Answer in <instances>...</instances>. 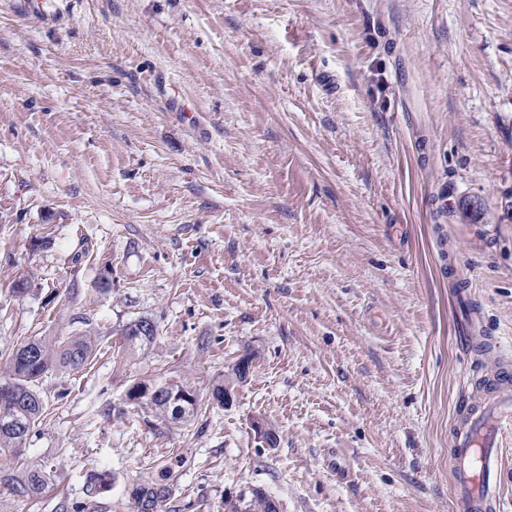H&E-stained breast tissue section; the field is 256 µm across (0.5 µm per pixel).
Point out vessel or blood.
Listing matches in <instances>:
<instances>
[{
	"instance_id": "1",
	"label": "vessel or blood",
	"mask_w": 512,
	"mask_h": 512,
	"mask_svg": "<svg viewBox=\"0 0 512 512\" xmlns=\"http://www.w3.org/2000/svg\"><path fill=\"white\" fill-rule=\"evenodd\" d=\"M511 429L512 372L503 368L451 435L456 512H506L503 488L512 483V465L500 436Z\"/></svg>"
}]
</instances>
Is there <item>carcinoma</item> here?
I'll use <instances>...</instances> for the list:
<instances>
[{
  "label": "carcinoma",
  "mask_w": 512,
  "mask_h": 512,
  "mask_svg": "<svg viewBox=\"0 0 512 512\" xmlns=\"http://www.w3.org/2000/svg\"><path fill=\"white\" fill-rule=\"evenodd\" d=\"M157 326L148 317H140L121 330L124 345L130 351H146L155 342L157 331L141 335L145 325ZM96 353L95 341L89 336H69L56 344L31 339L8 355L9 370L1 383L12 389L9 401L0 400V493L17 498H36L48 488L51 471L43 467L16 466L21 460L31 431L38 425L45 409L35 386L46 373L64 368L82 370ZM136 408L151 410L167 422H187L198 411V401L191 388L171 381L141 379L127 390ZM108 474L90 476L85 508L97 507L96 499L109 491ZM173 496V485L165 481H144L128 488L134 512H164ZM229 512H270L264 491L254 488L241 496Z\"/></svg>",
  "instance_id": "obj_1"
}]
</instances>
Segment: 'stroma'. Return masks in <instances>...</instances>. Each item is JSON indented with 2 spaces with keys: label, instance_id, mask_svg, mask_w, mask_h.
<instances>
[{
  "label": "stroma",
  "instance_id": "1",
  "mask_svg": "<svg viewBox=\"0 0 512 512\" xmlns=\"http://www.w3.org/2000/svg\"><path fill=\"white\" fill-rule=\"evenodd\" d=\"M25 2L0 0V373L34 337L100 352L38 384L23 459L54 481L0 512H79L95 470L98 512H131L166 462V512H455L456 411L512 358V0ZM136 378L202 413L156 420ZM147 324L152 325L154 330L148 336H141V330ZM157 332V323L153 319L140 317L126 324L121 330V335L123 336L125 347L135 352L148 350L155 342ZM126 394L129 399L137 400L134 407L151 410L162 421L187 422L198 411V401L191 388L171 381L141 379L133 382ZM110 485L109 476L105 472L92 474L87 482L86 493L89 501L85 504L84 510L95 509L97 507L96 499L108 492ZM269 500L270 505L264 491L254 488L247 496L242 495L228 512H270V508L275 510L274 512H279L280 503L272 497H269Z\"/></svg>",
  "mask_w": 512,
  "mask_h": 512
}]
</instances>
